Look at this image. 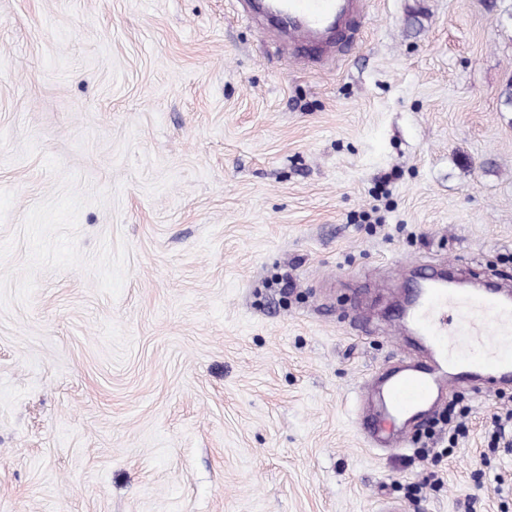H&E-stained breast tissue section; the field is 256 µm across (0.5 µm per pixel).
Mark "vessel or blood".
I'll list each match as a JSON object with an SVG mask.
<instances>
[{
    "instance_id": "obj_1",
    "label": "vessel or blood",
    "mask_w": 512,
    "mask_h": 512,
    "mask_svg": "<svg viewBox=\"0 0 512 512\" xmlns=\"http://www.w3.org/2000/svg\"><path fill=\"white\" fill-rule=\"evenodd\" d=\"M294 40L321 45L343 29L352 0H278ZM401 320L427 347L382 381L384 418L407 422L424 413L447 384L474 390L512 382V293L463 287L455 278H429Z\"/></svg>"
}]
</instances>
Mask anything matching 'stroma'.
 Returning <instances> with one entry per match:
<instances>
[{
  "label": "stroma",
  "mask_w": 512,
  "mask_h": 512,
  "mask_svg": "<svg viewBox=\"0 0 512 512\" xmlns=\"http://www.w3.org/2000/svg\"><path fill=\"white\" fill-rule=\"evenodd\" d=\"M360 2L0 0V512H512V388L358 425L422 265L512 286V0ZM353 0H278L273 7L288 16V30L294 40L323 45L343 29L353 10Z\"/></svg>",
  "instance_id": "35a3bbf8"
}]
</instances>
